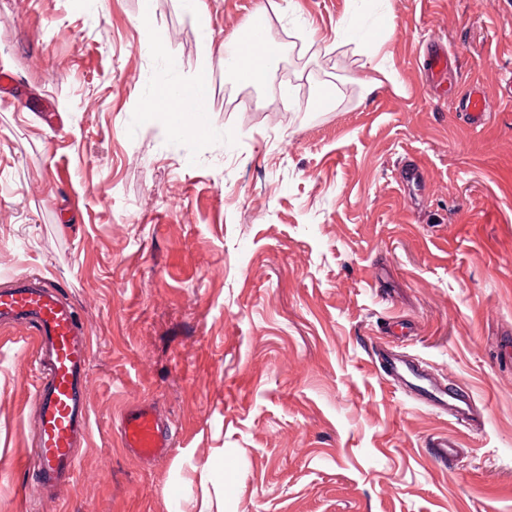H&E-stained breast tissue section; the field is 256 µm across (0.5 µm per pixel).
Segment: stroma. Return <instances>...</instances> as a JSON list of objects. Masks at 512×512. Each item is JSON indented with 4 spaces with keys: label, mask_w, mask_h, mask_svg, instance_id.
I'll return each mask as SVG.
<instances>
[{
    "label": "stroma",
    "mask_w": 512,
    "mask_h": 512,
    "mask_svg": "<svg viewBox=\"0 0 512 512\" xmlns=\"http://www.w3.org/2000/svg\"><path fill=\"white\" fill-rule=\"evenodd\" d=\"M204 2L0 0L26 101L0 100V289L41 275L93 351L73 481L16 470L0 512H512V0ZM261 5L281 54L252 86L224 45ZM341 21L337 47L310 39ZM431 41L456 58L437 85ZM202 74L208 135L148 111ZM385 341L483 424L390 381ZM33 383L28 334L0 327V461L34 450ZM145 403L178 430L150 462L118 433ZM461 111L464 112L468 123L474 127H481L486 123L489 106L484 93L479 88H472L460 99Z\"/></svg>",
    "instance_id": "1"
}]
</instances>
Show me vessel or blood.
Listing matches in <instances>:
<instances>
[{"mask_svg": "<svg viewBox=\"0 0 512 512\" xmlns=\"http://www.w3.org/2000/svg\"><path fill=\"white\" fill-rule=\"evenodd\" d=\"M426 63L432 81L443 79L453 60L440 49L428 51ZM468 123L483 126L489 106L484 93L472 88L460 100ZM0 323L20 324L34 338L36 412L30 428L37 449L27 458L25 468L39 487H54L72 479L79 458L76 453L88 442L91 413L86 383L92 362L91 340L75 309L53 289L27 283L0 291ZM384 368L419 398L446 410L457 424H468L474 417L471 399L432 384L413 362L390 349H380ZM123 445L138 457L152 461L165 456L174 445L170 424L165 423L152 405L127 411L120 422Z\"/></svg>", "mask_w": 512, "mask_h": 512, "instance_id": "b4317fda", "label": "vessel or blood"}]
</instances>
